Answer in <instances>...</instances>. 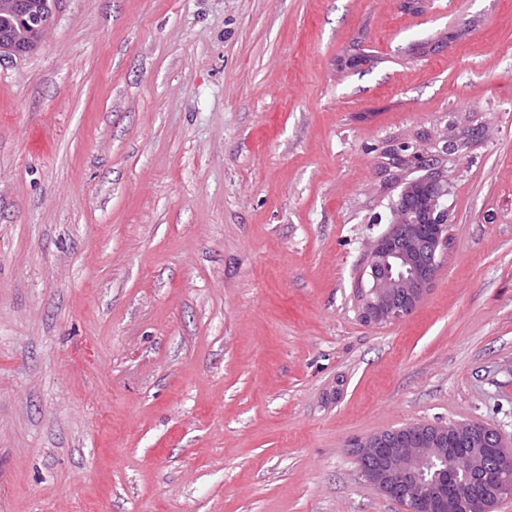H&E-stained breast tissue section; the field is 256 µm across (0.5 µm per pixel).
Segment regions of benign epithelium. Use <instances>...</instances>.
Masks as SVG:
<instances>
[{
    "instance_id": "7a95c632",
    "label": "benign epithelium",
    "mask_w": 512,
    "mask_h": 512,
    "mask_svg": "<svg viewBox=\"0 0 512 512\" xmlns=\"http://www.w3.org/2000/svg\"><path fill=\"white\" fill-rule=\"evenodd\" d=\"M58 0H0V17L13 19L17 25L0 32V63L20 59L36 51L45 33L53 25ZM409 157L420 170L434 165L435 156L420 143L405 142ZM429 182L426 175L408 182L388 209L392 221L373 241L362 275L359 316L367 323L395 322L408 316L423 299L434 282L439 256L448 241V179L435 180L434 193L423 199L430 223L419 224L410 218L408 200ZM404 429L414 433L410 447L385 445L381 434L356 440L352 453L360 462L371 461L373 467L360 470V476L380 494L398 492L406 512H448V500L456 502L460 512L466 510L465 499L454 494L446 483L427 482L419 476L416 458L436 453L455 457L443 441L452 433H466L475 448L493 443L503 461L512 459V441L494 428L474 421H450L429 428L413 423ZM474 486L479 489L481 512H493L495 505L512 495V474L506 466L483 467V456L474 455Z\"/></svg>"
}]
</instances>
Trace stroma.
<instances>
[{
    "label": "stroma",
    "instance_id": "stroma-1",
    "mask_svg": "<svg viewBox=\"0 0 512 512\" xmlns=\"http://www.w3.org/2000/svg\"><path fill=\"white\" fill-rule=\"evenodd\" d=\"M415 140L448 243L367 324ZM456 420L512 438V0H60L0 63V512H404L352 442Z\"/></svg>",
    "mask_w": 512,
    "mask_h": 512
}]
</instances>
